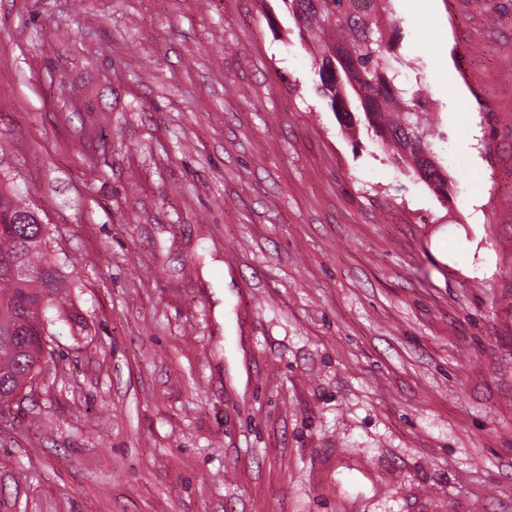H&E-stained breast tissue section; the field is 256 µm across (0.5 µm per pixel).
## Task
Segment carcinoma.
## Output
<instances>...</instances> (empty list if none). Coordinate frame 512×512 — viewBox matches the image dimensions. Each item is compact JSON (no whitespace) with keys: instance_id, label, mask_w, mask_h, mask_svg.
<instances>
[{"instance_id":"carcinoma-1","label":"carcinoma","mask_w":512,"mask_h":512,"mask_svg":"<svg viewBox=\"0 0 512 512\" xmlns=\"http://www.w3.org/2000/svg\"><path fill=\"white\" fill-rule=\"evenodd\" d=\"M295 22L336 35L320 51L317 92L330 100L340 121L361 120L373 129L395 162L443 198L448 169L428 137L435 132L427 112H418L420 90L400 85V56L387 0H283ZM51 230L35 209L0 183V409L18 406L43 371L44 343L35 328L47 312L82 326L66 281L50 254Z\"/></svg>"}]
</instances>
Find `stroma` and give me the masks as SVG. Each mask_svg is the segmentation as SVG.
Returning a JSON list of instances; mask_svg holds the SVG:
<instances>
[{"mask_svg": "<svg viewBox=\"0 0 512 512\" xmlns=\"http://www.w3.org/2000/svg\"><path fill=\"white\" fill-rule=\"evenodd\" d=\"M438 2L388 8L444 198L282 0H0V180L84 324L0 512H512V0Z\"/></svg>", "mask_w": 512, "mask_h": 512, "instance_id": "35a3bbf8", "label": "stroma"}]
</instances>
